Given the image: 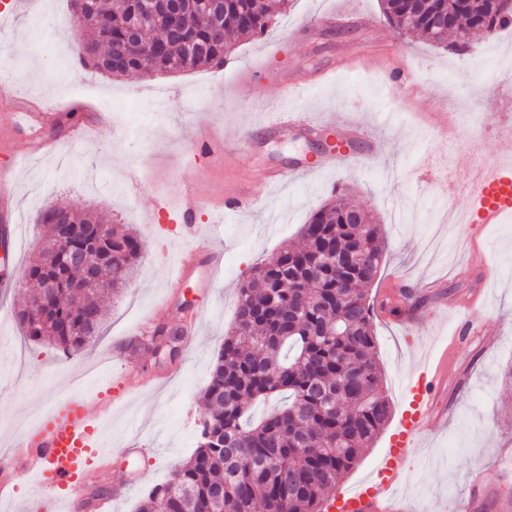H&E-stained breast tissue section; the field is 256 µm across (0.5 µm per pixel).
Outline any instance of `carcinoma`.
I'll return each instance as SVG.
<instances>
[{
  "instance_id": "obj_1",
  "label": "carcinoma",
  "mask_w": 512,
  "mask_h": 512,
  "mask_svg": "<svg viewBox=\"0 0 512 512\" xmlns=\"http://www.w3.org/2000/svg\"><path fill=\"white\" fill-rule=\"evenodd\" d=\"M204 0H182L190 19L163 37L165 18L143 23V0H92L84 12L78 64L113 77L149 76L224 67L229 38L251 39L275 24L288 0H224L213 18ZM389 23L429 42L468 48V37L512 27V7L498 0H381ZM438 16L446 28L434 27ZM73 227L68 245L80 247L84 227L96 224L112 249L99 281L73 295L76 267L57 263V229L30 261L33 285L18 313L25 336L75 355L104 319L100 296L127 285L139 270L141 240L121 224L91 211L57 207ZM303 243L285 244L274 259L257 264L238 289L235 321L212 365L204 389L209 413L197 448L173 477L139 501L136 512H323L338 479L378 437L392 408L381 392L373 315L365 286L384 260L380 225L334 193L300 230ZM47 280L57 297L43 303ZM282 396L288 403L256 419L254 402Z\"/></svg>"
}]
</instances>
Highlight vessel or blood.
Segmentation results:
<instances>
[{
	"label": "vessel or blood",
	"instance_id": "obj_1",
	"mask_svg": "<svg viewBox=\"0 0 512 512\" xmlns=\"http://www.w3.org/2000/svg\"><path fill=\"white\" fill-rule=\"evenodd\" d=\"M50 113L27 106L14 114L13 128L25 134L33 151L48 146L45 129L50 124ZM331 122L314 124L301 113L281 108L274 119L264 126V134L275 137L296 135L311 139L333 134ZM355 157L347 141L323 153L316 169L323 170L346 164ZM22 161V155L10 145L0 146V211L10 212L13 195L9 188L11 177ZM307 163L288 167L272 162L259 165L254 177L267 185L289 181L293 174L307 170ZM470 224H498L512 217V165L499 162L476 169L467 183ZM219 262L216 255L204 245L182 250L172 264L168 289L161 299L162 307H169L185 283L213 285ZM448 381V360L440 358L432 368L421 372L411 388V397L390 446L373 476L349 491L338 490L324 502V512H402L397 488L402 479V457L405 448L425 427L430 413L432 395ZM100 417L86 396L76 392L58 398L36 424L21 435L14 450L0 458V497L7 495L12 477L34 478L37 493L30 495L22 512H42L43 492H56L71 506H79L85 489L105 474L110 465V450L95 444V427Z\"/></svg>",
	"mask_w": 512,
	"mask_h": 512
}]
</instances>
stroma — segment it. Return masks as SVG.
I'll return each instance as SVG.
<instances>
[{
	"instance_id": "35a3bbf8",
	"label": "stroma",
	"mask_w": 512,
	"mask_h": 512,
	"mask_svg": "<svg viewBox=\"0 0 512 512\" xmlns=\"http://www.w3.org/2000/svg\"><path fill=\"white\" fill-rule=\"evenodd\" d=\"M328 12L366 17L363 28L324 31L315 19ZM75 17L70 0H0V84H13L19 97L35 95L52 105L97 107L111 101L108 129L95 139L67 126L57 150L31 157L14 176L11 190L22 227L16 268L0 266L11 283L0 295L6 321L0 334L24 345L25 379L8 346L0 344V448L15 447L18 424L35 421L57 392L78 374L82 391L105 408L101 423L115 448L144 447L142 457L119 461L108 482L131 481L112 512H135L154 485L169 480L189 459L211 365L234 320L237 290L252 267L271 260L282 243L296 240L314 208L333 188L346 189L352 204L371 211L381 225L385 261L372 285L384 296L392 280H438L417 310L418 324L379 313L374 331L392 414L357 464L340 481L351 488L368 479L386 453L407 400L410 377L440 353L448 355L450 377L433 399L448 411L443 429L426 426L403 459L399 493L407 512H460L471 495L473 471L492 478L483 512H496L500 493L512 494V221L503 224H438L430 210L412 224L392 220L415 197L467 210L463 186L472 165L500 160V141L512 103L497 95L512 78L490 68V60L512 58V28L494 40L474 37L458 55L416 35H403L384 19L380 0H291L277 24L258 38L240 42L223 68L124 78L78 67ZM403 74L408 98L391 94L390 74ZM299 81L292 105L314 122L370 125L377 141L373 159L321 170L280 188L253 181V168L272 160L289 165L313 158L323 142L292 136L264 139L261 127L280 105L284 81ZM210 132L228 150L208 156L190 141ZM254 140L253 151L238 150ZM247 184L253 213L223 221L211 203L225 189ZM53 205L101 213L129 224L144 255L139 273L103 300L105 319L82 352L66 356L50 343L24 341L16 319L29 290L26 264L50 234L39 214ZM209 237L222 255L214 288L187 285L186 312L159 309L179 249ZM474 298L476 325L461 344L453 335L460 313L455 298ZM196 320L195 343L175 358L149 348V334L124 339L147 319L165 327L182 317Z\"/></svg>"
}]
</instances>
